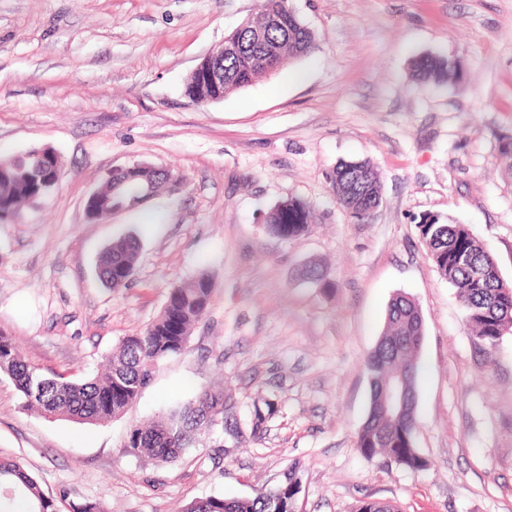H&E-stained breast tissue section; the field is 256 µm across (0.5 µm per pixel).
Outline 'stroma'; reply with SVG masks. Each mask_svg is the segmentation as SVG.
<instances>
[{"instance_id": "1", "label": "stroma", "mask_w": 512, "mask_h": 512, "mask_svg": "<svg viewBox=\"0 0 512 512\" xmlns=\"http://www.w3.org/2000/svg\"><path fill=\"white\" fill-rule=\"evenodd\" d=\"M319 48L205 106L184 94L200 60L260 0H0V158L34 147L61 157L59 187L0 224V330L28 363L79 380L160 315L173 286L213 276L207 314L161 362L136 403L96 424L26 410L0 376V460L23 462L59 512H175L209 497L251 498L292 463L303 512H512V336L476 355L453 288L430 260L426 216L467 225L512 282V0H289ZM434 53L457 81L418 83ZM370 160L382 201L364 221L329 181ZM179 170L184 187L89 221L84 201L116 166ZM311 205L308 232L283 241L258 218L276 201ZM134 235L128 287L96 260ZM306 260L335 288L295 280ZM404 292L424 339L413 472L356 449L368 411L364 362ZM223 389L233 417L160 464L125 456L129 429ZM274 400L261 434L253 410Z\"/></svg>"}]
</instances>
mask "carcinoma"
<instances>
[{
	"mask_svg": "<svg viewBox=\"0 0 512 512\" xmlns=\"http://www.w3.org/2000/svg\"><path fill=\"white\" fill-rule=\"evenodd\" d=\"M282 24L265 30L262 42L240 36L239 49L224 54V88L213 91L195 77L188 78L185 93L212 103L243 89L274 68L316 49L315 35L290 8L288 0L278 2ZM457 74L455 63L434 54L417 57L413 77L426 84L441 85ZM60 159L49 147L32 148L19 157L0 159V223L19 217L57 189L54 170ZM182 174L172 168L159 172L141 165L137 177L113 175L103 182L95 199L85 202V213L100 220L111 210L139 205L140 194L170 189L168 175ZM336 185L338 203L357 221L381 202L377 173L367 160L341 161L330 174ZM311 206L290 198L288 205L275 203L266 212L265 232L280 239H293L308 231ZM418 228L438 275L456 290L464 309L465 326L473 347L491 361L504 338L512 335V282L504 280L495 258L462 224H444L423 218ZM139 251L138 239L130 235L113 242L103 252L99 265L102 281L114 290L126 287L134 272ZM302 281L332 286L323 269L313 263L297 272ZM213 277L206 271L170 289L161 315L137 334L123 338L106 357L104 370L80 381L59 374L47 375L21 356L14 337L0 330V375L8 377L19 392L22 406L46 415H59L77 423H99L124 413L151 381L157 364L184 349L192 327L202 319L212 301ZM424 336V320L417 302L404 293L396 294L387 310L386 326L365 361L370 382L369 409L356 439V449L371 459L382 456L410 470L427 467L415 446L418 350ZM401 385V403L391 406L389 394ZM232 410L224 390L205 391L195 401L178 407L144 426L132 427L123 445L128 456H147L158 463H170L182 456L192 443L217 428ZM275 412L273 403L255 407L252 430L259 434ZM301 475L292 464L283 478L270 488H262L252 499L209 497L195 501L182 512H297L292 480ZM21 491L31 500L30 512H58L57 500L46 494L25 466L16 460H0V489Z\"/></svg>",
	"mask_w": 512,
	"mask_h": 512,
	"instance_id": "obj_1",
	"label": "carcinoma"
}]
</instances>
